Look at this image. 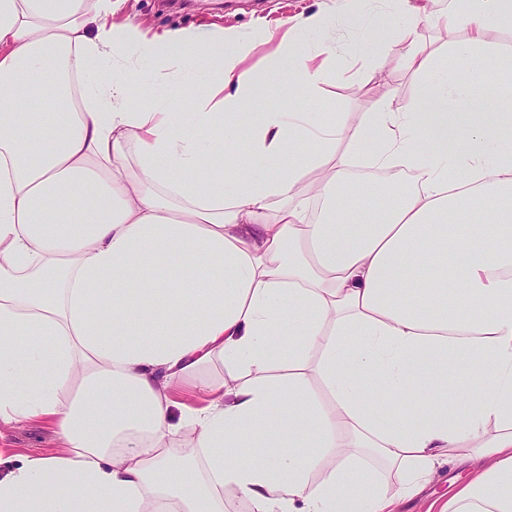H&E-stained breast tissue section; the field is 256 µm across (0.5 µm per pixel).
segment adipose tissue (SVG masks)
Instances as JSON below:
<instances>
[{
	"label": "adipose tissue",
	"mask_w": 512,
	"mask_h": 512,
	"mask_svg": "<svg viewBox=\"0 0 512 512\" xmlns=\"http://www.w3.org/2000/svg\"><path fill=\"white\" fill-rule=\"evenodd\" d=\"M399 3L359 50L423 81L404 111L245 133L247 105L315 98L328 63L289 40L247 68L257 41L150 36L118 0H0V424L60 445L0 474V512H224L228 488L254 512H395L457 448L477 475L449 512H512V0H448L435 24L465 38L442 52ZM131 48L181 61L179 88L130 105ZM48 105L56 128L20 129ZM359 157L404 175L392 205L360 208Z\"/></svg>",
	"instance_id": "1"
}]
</instances>
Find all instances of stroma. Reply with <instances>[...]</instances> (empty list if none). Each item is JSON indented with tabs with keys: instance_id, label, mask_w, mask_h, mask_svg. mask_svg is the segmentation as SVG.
<instances>
[{
	"instance_id": "stroma-1",
	"label": "stroma",
	"mask_w": 512,
	"mask_h": 512,
	"mask_svg": "<svg viewBox=\"0 0 512 512\" xmlns=\"http://www.w3.org/2000/svg\"><path fill=\"white\" fill-rule=\"evenodd\" d=\"M347 8L346 0H121L116 18L156 33L184 28L202 42L217 29L247 36L262 26L270 34L262 51L269 54L278 46L285 19L318 11L335 15ZM357 39L356 33L340 25L300 37L307 50L332 51L335 60L316 111L342 113L350 126L383 101L390 102L393 109H402L415 88L413 76L394 56L386 59L383 77H371L372 62L361 61L351 50ZM0 446L13 454L30 455L54 452L58 443L52 428L27 423L0 429ZM469 478L466 467L442 466L419 494L401 502L399 512H439Z\"/></svg>"
}]
</instances>
